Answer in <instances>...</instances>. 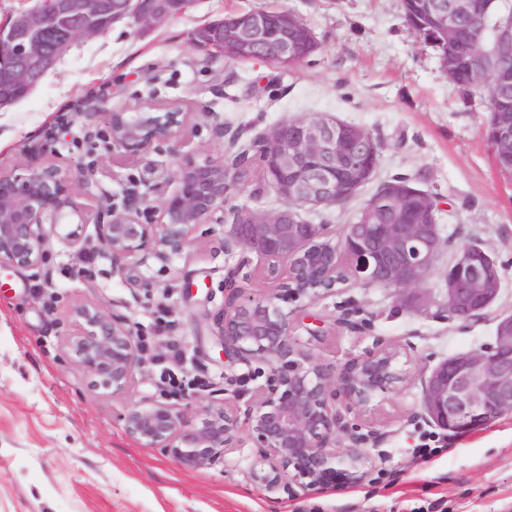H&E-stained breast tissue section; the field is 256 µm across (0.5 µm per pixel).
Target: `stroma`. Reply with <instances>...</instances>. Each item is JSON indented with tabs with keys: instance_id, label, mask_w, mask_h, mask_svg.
<instances>
[{
	"instance_id": "stroma-1",
	"label": "stroma",
	"mask_w": 512,
	"mask_h": 512,
	"mask_svg": "<svg viewBox=\"0 0 512 512\" xmlns=\"http://www.w3.org/2000/svg\"><path fill=\"white\" fill-rule=\"evenodd\" d=\"M258 9L288 10L319 47L288 68L231 61L192 45L207 22ZM149 105L187 112L165 162L182 155L221 158L230 144L250 145L286 118L327 113L369 130L380 147L370 179L343 204L301 210L342 241L367 202L396 178L430 194L444 248L407 307L391 288L348 277L333 292L283 302L299 347L341 367L375 345L398 351L403 379L345 422L374 431L366 478L345 490L297 489L269 498L251 476L256 451L239 435L225 463L185 469L160 448L125 430V408L149 397L199 418L211 399L246 408L267 364L228 359L213 314L224 303L234 268L255 290L267 286L258 259L223 252L222 224H202L195 245L170 268L153 266L151 291L129 288L101 255L52 242L44 272L0 269V512H512V413L463 434L424 417L426 370L456 352L494 342L499 316L512 313V174L502 172L486 136V97L466 102L428 41L406 24L402 0H192L149 30L121 21L78 40L16 105L0 110V168L52 163L76 179L88 153L101 160L103 190L122 196L142 162L113 154L87 126L103 113ZM68 132L50 138L60 113ZM96 113L87 121V113ZM286 205L252 170L224 204V219ZM487 249L502 268L501 292L480 318L461 322L443 309L448 267L466 245ZM94 301L124 315L139 336L142 367L129 393L112 396L66 348L59 328L76 307ZM350 325H342V318ZM178 348L179 364L171 362ZM193 383L178 389L167 367ZM430 453H420L422 443Z\"/></svg>"
}]
</instances>
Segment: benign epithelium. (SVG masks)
<instances>
[{"label":"benign epithelium","mask_w":512,"mask_h":512,"mask_svg":"<svg viewBox=\"0 0 512 512\" xmlns=\"http://www.w3.org/2000/svg\"><path fill=\"white\" fill-rule=\"evenodd\" d=\"M185 0H34V4L0 23V109L31 93L80 39L105 33L102 16L117 22L130 19L142 28L156 27ZM439 20L432 28L448 31V6L469 15L471 0H428ZM484 47L469 52L464 64L474 83L508 84L487 73L485 58L512 56V7L490 0L479 12ZM314 41L301 19L281 10L269 16L255 12L224 21L221 54L232 60H265L294 65L297 50ZM112 150L124 156L164 154L163 146L183 126L184 113L174 107H150L145 112L104 113ZM496 160L512 166V118L498 112L488 122ZM336 117L319 113L286 119L247 148L228 151L220 160L202 162L186 155L170 169L151 160L138 183L126 191L122 204L108 197L92 218L104 256L122 272L132 288H150L146 272L152 264L169 266L193 243L200 224H222L224 201L241 183L239 169L259 157L266 172L277 175L274 186L289 206L268 214L239 212L224 230L221 248L254 253L267 266L273 288L263 295L228 277L227 297L214 315L225 355L249 365L270 367L244 412L214 402L193 422L182 409L144 399L127 407L126 432L147 448H162L179 466L196 469L224 461L233 450L239 428L256 448L252 476L273 495H291L293 485L340 490L361 482L369 458L362 450L375 433H360L342 424L332 401L338 393L354 405H365L402 379L397 352L376 348L335 374L302 351L291 337L288 314L279 301L316 297L335 290L339 257L349 260L353 275L398 290L418 287L434 269L443 240L431 197L408 185L390 184L385 193L395 204L391 224H374L373 206L363 209L347 227L341 243L321 224L305 222L303 208L340 204L370 178L361 169L351 178L339 169L347 154H374L370 134L353 137ZM100 161L89 155L81 163V178L73 182L54 165L26 164L0 171V269L40 270L52 239L87 249L80 230L58 223L66 208L77 209L76 185L97 183ZM170 180L178 188L158 199L156 223L141 221L139 204ZM501 287L496 258L478 245L461 249L448 268L445 305L448 314L468 321L484 314ZM65 344L95 385L126 394L140 368L138 335L121 314H109L95 302L73 312V324L62 330ZM423 407L429 422L454 433L483 428L512 412V314L499 319L495 342L440 361L425 375ZM350 432L352 444L339 449L336 433Z\"/></svg>","instance_id":"1"}]
</instances>
